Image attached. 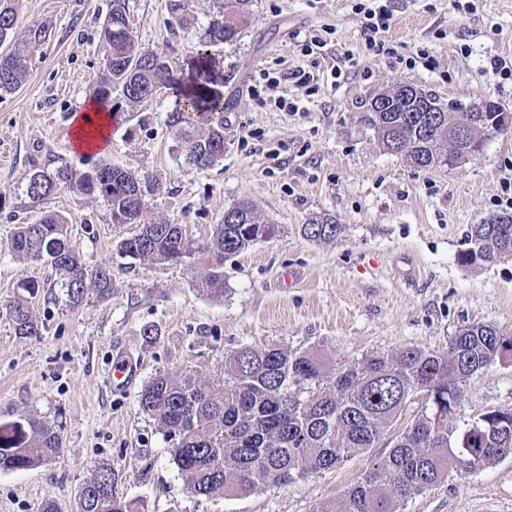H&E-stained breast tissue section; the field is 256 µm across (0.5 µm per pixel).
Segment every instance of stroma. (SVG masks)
I'll return each instance as SVG.
<instances>
[{"label": "stroma", "mask_w": 512, "mask_h": 512, "mask_svg": "<svg viewBox=\"0 0 512 512\" xmlns=\"http://www.w3.org/2000/svg\"><path fill=\"white\" fill-rule=\"evenodd\" d=\"M171 0H126L141 47L165 57L181 76L203 45L216 0H192L183 23ZM357 0H253L249 27L232 44L211 47L223 68L224 158L199 169L185 161L168 126L173 82L112 122L104 153L113 165L154 186L145 220L183 224L209 240L224 211L250 200L279 234L224 262V295L200 294L194 260L181 265L128 267L116 245L134 232L112 221L96 195L59 190L30 197V176L62 166L82 167L70 144L73 115L94 97L104 68L100 30L111 0H16L13 36L33 25L52 38L35 52L23 85L0 96V422L34 416L62 439L60 453L38 467L0 471V512H77L82 486L103 466L119 473L115 490L142 512H314L338 499L388 450L421 413L424 394L411 396L386 440L335 468L308 474L282 490L256 489L210 498L191 494L171 457L172 444L138 399L159 372L193 371L224 378L230 352L278 344L331 363L405 347L444 351L463 326L484 323L512 335V257L461 265L471 225L500 213L499 196L512 184V128L485 137L482 154L463 165L430 170L410 166L382 148L367 110L377 92L410 83L443 104L487 98L512 107V81L490 75V60L512 55V0H474L462 12L451 0H392L394 46L416 55L415 66L391 64L364 48ZM331 28L325 54L304 55L298 34ZM354 57L340 81L331 70ZM304 67L318 92L283 81L297 100L294 114L261 105L251 94L264 72ZM50 213L64 217L88 268L111 270V298L88 291L72 304L52 267L11 253L15 227ZM328 218L342 231L331 242L301 233ZM41 288L30 306L42 326L37 338L16 336L8 306L22 280ZM155 326L153 341L143 329ZM121 350L141 366L130 390L108 383ZM512 409V361L470 377L457 420ZM400 512H512V457L465 477H451L410 497Z\"/></svg>", "instance_id": "1"}]
</instances>
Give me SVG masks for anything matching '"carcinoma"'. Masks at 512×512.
Masks as SVG:
<instances>
[{
    "label": "carcinoma",
    "mask_w": 512,
    "mask_h": 512,
    "mask_svg": "<svg viewBox=\"0 0 512 512\" xmlns=\"http://www.w3.org/2000/svg\"><path fill=\"white\" fill-rule=\"evenodd\" d=\"M252 0H219L204 33L207 45L238 40L250 21ZM12 0H0V94L11 93L25 80L34 52L52 36L40 24L23 39L8 40L14 28ZM105 56L95 98L110 111L112 86L123 100L138 104L171 78L172 68L160 55L139 47L132 34L126 0H112L101 29ZM224 77L220 62L207 51L196 53L170 112V126L180 138L186 159L198 168L224 157ZM404 85L386 89L392 111L375 112L372 125L383 148L399 144L410 149L419 168L449 164L456 154L448 130L472 125L477 115L446 113V125L421 133L423 112L409 111ZM146 180L105 161L85 171L65 166L34 173L28 193L43 199L58 189L98 195L109 205L112 220L136 224L135 234L119 241L124 258L179 265L196 257L203 271L194 287L212 297L224 296V259L259 239L279 232L261 219L247 201L224 211L212 240L198 244L182 224L142 222L146 198L139 187ZM311 241H334L341 226L331 220L302 225ZM467 248L457 259L463 266L488 264L512 256V224H473ZM10 250L30 261L51 265L61 277L73 304L93 286L102 298L112 296V272L90 269L68 234V223L50 214L37 224L19 225ZM15 334L41 335L27 300L9 306ZM512 336L494 326L473 323L452 336L446 351L407 347L393 355L370 354L341 365H330L310 353H292L277 345L245 347L224 359V381L208 383L193 372L156 374L141 391V410L155 419L173 442V462L187 490L197 496L240 495L263 487L285 489L296 479L336 467L340 462L377 446L410 395L422 391L432 408L425 409L392 441L384 457L372 464L342 500L321 504L317 512H399L400 505L446 478L464 477L476 468L512 456V418L483 415L476 422L453 426L452 404L475 373L501 361ZM62 441L47 422L29 416L0 423V471L27 470L59 454ZM476 458L449 469L451 459ZM118 474L100 468L81 491L79 512H133V505L115 492Z\"/></svg>",
    "instance_id": "cac0c4a2"
}]
</instances>
